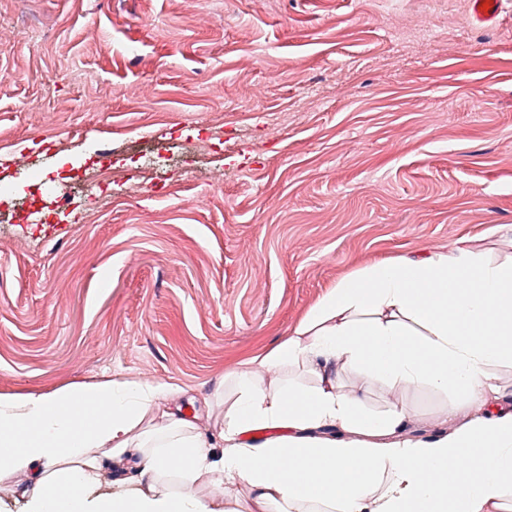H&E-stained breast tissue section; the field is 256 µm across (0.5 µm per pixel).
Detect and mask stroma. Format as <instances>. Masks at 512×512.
<instances>
[{"label":"stroma","mask_w":512,"mask_h":512,"mask_svg":"<svg viewBox=\"0 0 512 512\" xmlns=\"http://www.w3.org/2000/svg\"><path fill=\"white\" fill-rule=\"evenodd\" d=\"M0 0V395L168 385L220 455L244 362L393 258L512 260V0ZM408 436L452 394L349 370ZM255 512L242 481L166 477Z\"/></svg>","instance_id":"obj_1"}]
</instances>
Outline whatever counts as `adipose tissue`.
Here are the masks:
<instances>
[{"label": "adipose tissue", "mask_w": 512, "mask_h": 512, "mask_svg": "<svg viewBox=\"0 0 512 512\" xmlns=\"http://www.w3.org/2000/svg\"><path fill=\"white\" fill-rule=\"evenodd\" d=\"M259 365L301 369L313 383L265 386L250 370L224 414L221 471L248 483L261 512H507L512 507V394L495 366L512 365V261L485 262L460 247L373 265L337 283ZM353 369L390 386L427 384L458 394L472 417L449 412L448 432L422 441L405 433L409 414L395 402L368 411L363 395L342 392ZM166 385H76L62 394L0 397V473L34 481L35 512L57 485L70 512H212L160 478L182 481L210 470L209 446L190 421L161 412L165 443L146 451L144 420ZM278 435L245 442L250 432ZM346 439L328 436V429ZM138 455L131 494L89 500L101 456ZM470 469L452 472L449 461Z\"/></svg>", "instance_id": "ef3b65f1"}]
</instances>
